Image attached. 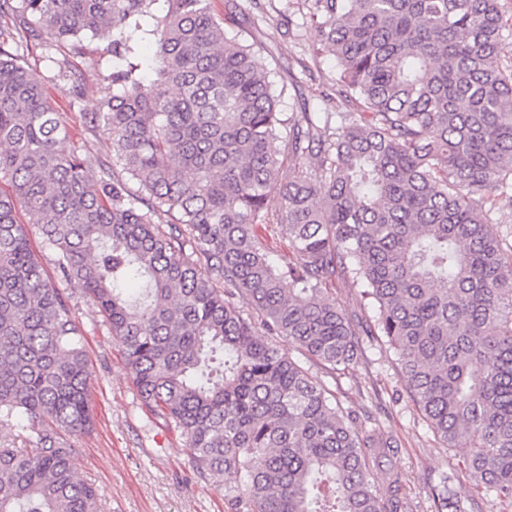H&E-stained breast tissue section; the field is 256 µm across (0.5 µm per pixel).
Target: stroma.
Returning a JSON list of instances; mask_svg holds the SVG:
<instances>
[{
	"mask_svg": "<svg viewBox=\"0 0 512 512\" xmlns=\"http://www.w3.org/2000/svg\"><path fill=\"white\" fill-rule=\"evenodd\" d=\"M212 2L216 14L233 7L249 17L245 38L262 51L276 73V83L286 88L282 111H299L305 101L317 103L321 91L332 85L336 60L300 14L301 0ZM111 39L108 33L85 38L79 55L63 44L27 59L33 76L50 86L71 144L86 146L102 158L111 155L109 142L91 134L80 115L97 111L105 94L104 68H90L86 62L97 58ZM63 62L84 74L80 99L69 94L59 69ZM64 289L83 324V346L92 371L88 403L93 426L75 441L76 477L99 488V512H233L224 497V478L194 473L183 431L141 410L126 361L97 308L77 283H65ZM361 290V284L348 280L336 282L329 293L330 299L346 308L359 333L354 368L333 377L314 365L311 373L321 377L344 407L358 412L359 427L379 428L397 440L390 468L402 477L411 512H432V492L443 474L455 482L469 512H499L489 496L473 491L455 466V450L443 447L408 398L392 351L382 341L364 335L367 314L360 306Z\"/></svg>",
	"mask_w": 512,
	"mask_h": 512,
	"instance_id": "1",
	"label": "stroma"
}]
</instances>
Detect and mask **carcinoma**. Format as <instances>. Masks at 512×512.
I'll list each match as a JSON object with an SVG mask.
<instances>
[{
	"mask_svg": "<svg viewBox=\"0 0 512 512\" xmlns=\"http://www.w3.org/2000/svg\"><path fill=\"white\" fill-rule=\"evenodd\" d=\"M506 3L305 0L335 87L285 114L267 63L227 30L246 19L212 0H0V512H96L99 498L71 442L93 425L82 325L30 224L196 473L235 478L236 512H409L384 467L396 440L359 430L268 340L350 371L356 332L325 297L347 278L472 488L512 507V230L490 218L512 200ZM103 30L112 92L84 120L110 161L65 146L24 61ZM257 224L295 262L277 264ZM433 505L464 512L446 475Z\"/></svg>",
	"mask_w": 512,
	"mask_h": 512,
	"instance_id": "obj_1",
	"label": "carcinoma"
}]
</instances>
